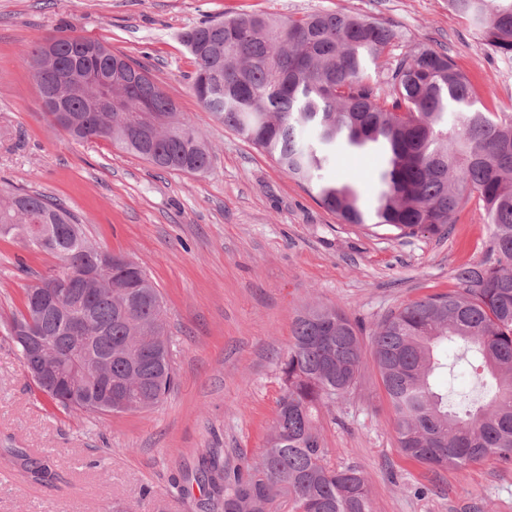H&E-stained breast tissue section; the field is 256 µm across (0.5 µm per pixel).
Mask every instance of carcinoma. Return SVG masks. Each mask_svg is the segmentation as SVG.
<instances>
[{
    "label": "carcinoma",
    "instance_id": "obj_1",
    "mask_svg": "<svg viewBox=\"0 0 512 512\" xmlns=\"http://www.w3.org/2000/svg\"><path fill=\"white\" fill-rule=\"evenodd\" d=\"M472 19L494 51L512 55V0H448ZM54 42L44 50V41ZM401 40L375 18L319 12L279 20L264 14L226 17L182 35L195 64L192 91L202 109L271 155L291 179L307 184L346 224H372L401 236L437 234L450 224L462 193L477 195L491 233L486 260L456 272L458 288L412 302L382 320L371 352L395 413L401 452L434 470L462 472L494 457L512 465V113L477 105L469 79L445 53L427 46L405 52L394 66L380 59ZM40 95L54 96L66 77L65 107L86 129L77 141L103 139L152 166L206 173L211 152L195 125L142 66L98 41L58 32L27 55ZM379 159L376 193L363 208L354 186L323 171L339 146ZM0 237L54 254L58 270L25 291L23 309L6 330L24 367L42 370L28 320L61 358L75 350L74 317L86 318L81 392L65 377L37 383L67 411L108 415L97 401L133 399L135 412L163 403L175 386L172 337L162 294L136 261L90 243L63 205L39 192L0 191ZM58 288L66 309L39 311L35 298ZM456 360L496 384L451 400L433 377ZM362 369V347L350 319L334 306L308 307L293 324L279 361L282 392L266 446L244 467L222 449L201 453L182 474L202 488L213 512H373L366 480L328 464L318 418L351 392ZM5 460L33 482L48 466L25 448Z\"/></svg>",
    "mask_w": 512,
    "mask_h": 512
}]
</instances>
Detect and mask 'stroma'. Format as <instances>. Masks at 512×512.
I'll return each mask as SVG.
<instances>
[{"label": "stroma", "instance_id": "stroma-1", "mask_svg": "<svg viewBox=\"0 0 512 512\" xmlns=\"http://www.w3.org/2000/svg\"><path fill=\"white\" fill-rule=\"evenodd\" d=\"M321 11L376 18L401 31L392 62L424 45L448 53L481 105L512 113V56L493 52L448 0H0V188L57 200L89 242L139 262L161 291L174 340L176 385L153 410L106 416L57 406L27 375L0 326V449L26 448L50 481L0 461V512H199V491L174 477L204 448L256 460L276 417L277 357L307 305L333 304L362 340L388 314L456 287L480 263L490 228L464 199L444 235L343 223L276 161L204 112L191 90L181 35L206 21ZM63 29L145 65L213 152L202 175L166 172L106 140L73 141L44 117L25 61ZM376 161L337 150L327 176L374 194ZM58 266L50 254L0 239V317ZM327 461L368 482L373 512H512V466L490 458L465 472L406 459L371 352L359 384L323 414Z\"/></svg>", "mask_w": 512, "mask_h": 512}]
</instances>
